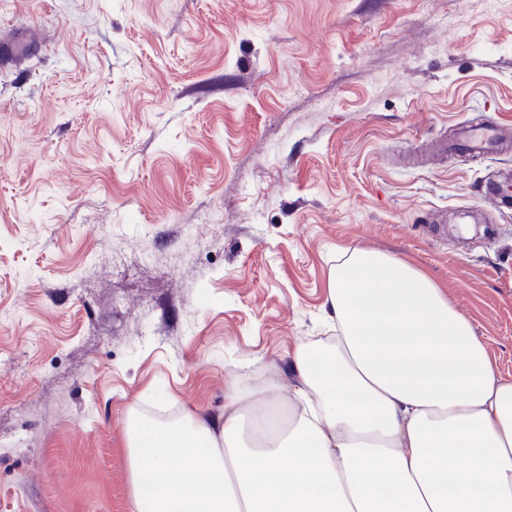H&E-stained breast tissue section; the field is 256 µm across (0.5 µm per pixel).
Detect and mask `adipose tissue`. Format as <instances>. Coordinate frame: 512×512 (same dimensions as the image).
<instances>
[{
    "mask_svg": "<svg viewBox=\"0 0 512 512\" xmlns=\"http://www.w3.org/2000/svg\"><path fill=\"white\" fill-rule=\"evenodd\" d=\"M331 348L229 385L222 414L125 425L130 512H512V381L428 275L355 251L330 273Z\"/></svg>",
    "mask_w": 512,
    "mask_h": 512,
    "instance_id": "1",
    "label": "adipose tissue"
}]
</instances>
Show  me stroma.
Masks as SVG:
<instances>
[{"mask_svg": "<svg viewBox=\"0 0 512 512\" xmlns=\"http://www.w3.org/2000/svg\"><path fill=\"white\" fill-rule=\"evenodd\" d=\"M0 512H129L124 425L335 335L336 262L404 259L512 381V0H0ZM448 217L447 233L433 221ZM26 47H35V43L29 40L25 31L13 30L7 37L1 35L0 68L7 69V67L14 66L19 60V55L25 51ZM506 128L490 122L460 126L456 130V145L468 153L490 152L505 140ZM483 199L486 204L508 208L512 202V178L491 182L485 190Z\"/></svg>", "mask_w": 512, "mask_h": 512, "instance_id": "obj_1", "label": "stroma"}]
</instances>
